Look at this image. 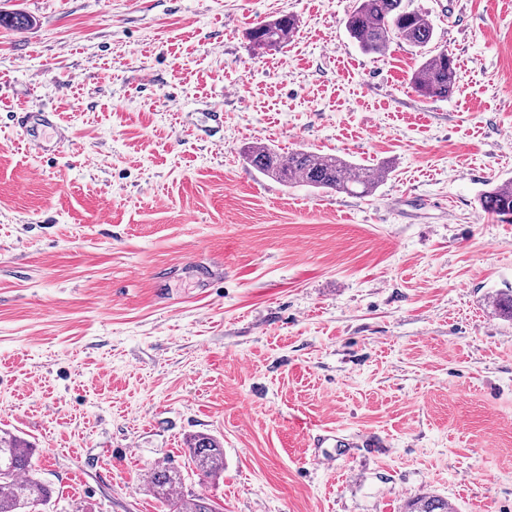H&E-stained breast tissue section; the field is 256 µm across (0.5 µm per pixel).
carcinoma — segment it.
<instances>
[{
    "instance_id": "carcinoma-1",
    "label": "carcinoma",
    "mask_w": 512,
    "mask_h": 512,
    "mask_svg": "<svg viewBox=\"0 0 512 512\" xmlns=\"http://www.w3.org/2000/svg\"><path fill=\"white\" fill-rule=\"evenodd\" d=\"M292 15L264 22L249 32L250 41L259 48L277 50L296 29ZM345 28L366 53L380 54L393 39L424 50L434 38L428 17L411 11L403 0H357L347 16ZM458 80L454 59L448 50L427 54L412 73L411 87L424 97L446 98ZM246 161L260 174L286 184L303 183L314 189H331L351 195H369L388 175L384 167L364 168L333 154L298 150L288 155L264 142L243 149ZM483 211L498 217L512 216V181L483 191L479 197ZM492 305L501 316L512 320V289L497 292ZM35 448L24 439L0 430V512H30L33 505H45L50 489L32 472ZM190 464L200 475L217 479L224 474V448L214 437L194 436L188 443ZM143 486L157 498L167 512H215L209 499L189 491L180 471L165 465L150 468ZM407 512H454L448 501L433 495L411 500Z\"/></svg>"
}]
</instances>
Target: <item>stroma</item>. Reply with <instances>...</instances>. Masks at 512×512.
I'll return each instance as SVG.
<instances>
[{
    "instance_id": "35a3bbf8",
    "label": "stroma",
    "mask_w": 512,
    "mask_h": 512,
    "mask_svg": "<svg viewBox=\"0 0 512 512\" xmlns=\"http://www.w3.org/2000/svg\"><path fill=\"white\" fill-rule=\"evenodd\" d=\"M404 4L452 95L412 89L400 40L362 52L355 0H0L33 21L0 26V429L37 448L41 512H165L158 464L217 512H512V223L478 203L512 180V0ZM255 141L389 174L286 186ZM323 428L386 445L318 465ZM197 434L219 479L187 468ZM297 22L292 15L264 22L249 32L250 41L258 48L280 49L288 41L289 35L296 29ZM15 120L19 126L31 129L37 136H41L46 129L58 126L57 114L45 109L21 108L15 112ZM190 465L206 478L219 479L224 473V448L214 437L195 435L188 443ZM408 512H453L455 509L452 507L448 500H444L433 495H424L412 499L408 505Z\"/></svg>"
}]
</instances>
